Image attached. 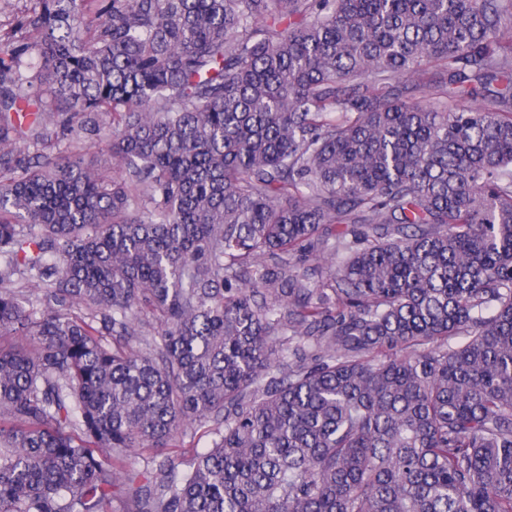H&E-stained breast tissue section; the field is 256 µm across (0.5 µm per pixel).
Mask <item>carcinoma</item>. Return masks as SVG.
<instances>
[{
    "label": "carcinoma",
    "instance_id": "carcinoma-1",
    "mask_svg": "<svg viewBox=\"0 0 512 512\" xmlns=\"http://www.w3.org/2000/svg\"><path fill=\"white\" fill-rule=\"evenodd\" d=\"M35 2L0 512H512V0ZM207 430V427L197 429L196 434L192 437L189 435L184 438L179 449L184 458L189 459L197 453L206 452L211 447L212 435H209Z\"/></svg>",
    "mask_w": 512,
    "mask_h": 512
}]
</instances>
